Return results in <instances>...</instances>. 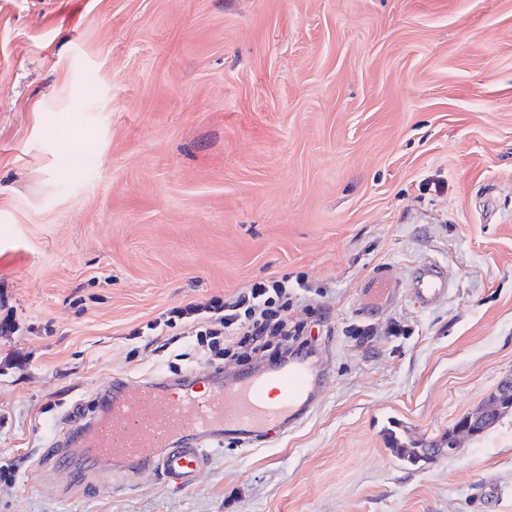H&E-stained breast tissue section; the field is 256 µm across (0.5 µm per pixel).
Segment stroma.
<instances>
[{
	"instance_id": "35a3bbf8",
	"label": "stroma",
	"mask_w": 512,
	"mask_h": 512,
	"mask_svg": "<svg viewBox=\"0 0 512 512\" xmlns=\"http://www.w3.org/2000/svg\"><path fill=\"white\" fill-rule=\"evenodd\" d=\"M428 259L446 299L363 311ZM284 275L328 291L304 423L64 486L59 421L167 373L147 323ZM0 297V512H512V414L446 452L512 380V0H0Z\"/></svg>"
}]
</instances>
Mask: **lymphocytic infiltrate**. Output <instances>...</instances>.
I'll return each mask as SVG.
<instances>
[{"label": "lymphocytic infiltrate", "instance_id": "lymphocytic-infiltrate-1", "mask_svg": "<svg viewBox=\"0 0 512 512\" xmlns=\"http://www.w3.org/2000/svg\"><path fill=\"white\" fill-rule=\"evenodd\" d=\"M303 286V281L285 277L256 281L224 299L169 308L148 328L159 334L179 329L194 337L204 353L221 360L280 365L305 332L304 321L295 316Z\"/></svg>", "mask_w": 512, "mask_h": 512}]
</instances>
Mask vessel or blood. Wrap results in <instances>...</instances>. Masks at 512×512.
Instances as JSON below:
<instances>
[{
	"label": "vessel or blood",
	"instance_id": "obj_1",
	"mask_svg": "<svg viewBox=\"0 0 512 512\" xmlns=\"http://www.w3.org/2000/svg\"><path fill=\"white\" fill-rule=\"evenodd\" d=\"M423 308L448 294L445 272L430 262L414 266L408 280L379 269L362 287L367 307L384 309L402 293ZM323 379L316 364L299 357L275 371L216 369L207 386L159 374L116 377L95 402L81 429L63 423L55 440L54 467L64 482L78 487L133 485L146 471L187 488L208 464L211 449L225 441L250 445L281 436L312 414ZM90 468L73 471L74 457ZM108 462L107 471L93 469Z\"/></svg>",
	"mask_w": 512,
	"mask_h": 512
}]
</instances>
